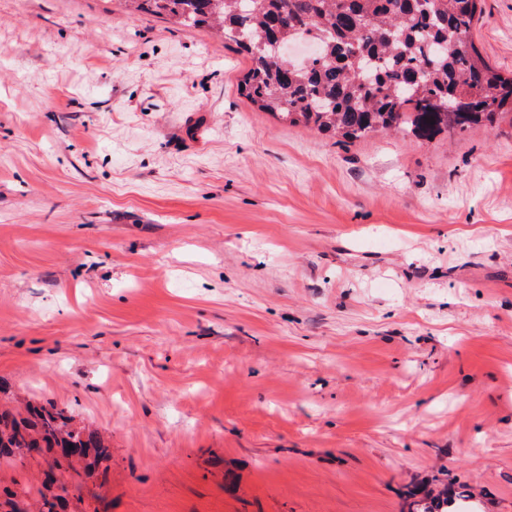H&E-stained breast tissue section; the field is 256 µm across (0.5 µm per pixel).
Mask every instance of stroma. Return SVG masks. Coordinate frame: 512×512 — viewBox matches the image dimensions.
Returning a JSON list of instances; mask_svg holds the SVG:
<instances>
[{"label": "stroma", "instance_id": "35a3bbf8", "mask_svg": "<svg viewBox=\"0 0 512 512\" xmlns=\"http://www.w3.org/2000/svg\"><path fill=\"white\" fill-rule=\"evenodd\" d=\"M472 34L512 73V0ZM247 66L130 0H0V404L109 437L94 512H512V115L345 140ZM414 500L409 504V512H477L472 507V495L466 486L448 488L435 493L431 489H419L413 493ZM448 504L452 510L448 511Z\"/></svg>", "mask_w": 512, "mask_h": 512}]
</instances>
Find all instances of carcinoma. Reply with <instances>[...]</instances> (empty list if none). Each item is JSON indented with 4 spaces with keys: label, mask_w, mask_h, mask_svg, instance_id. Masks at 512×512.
Returning a JSON list of instances; mask_svg holds the SVG:
<instances>
[{
    "label": "carcinoma",
    "mask_w": 512,
    "mask_h": 512,
    "mask_svg": "<svg viewBox=\"0 0 512 512\" xmlns=\"http://www.w3.org/2000/svg\"><path fill=\"white\" fill-rule=\"evenodd\" d=\"M187 27H210L250 57L240 86L259 110L291 125L354 140L374 132L430 141L512 115V75L472 37L483 0H130ZM49 453L39 512H57L81 486L61 470L95 473L106 440L55 406L0 409V465ZM409 512H475L467 487L422 488Z\"/></svg>",
    "instance_id": "cac0c4a2"
}]
</instances>
